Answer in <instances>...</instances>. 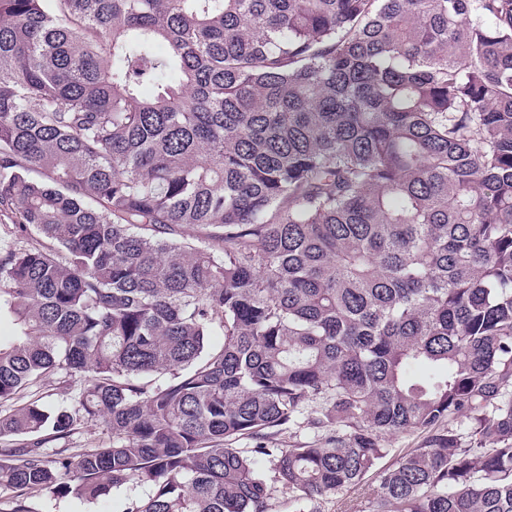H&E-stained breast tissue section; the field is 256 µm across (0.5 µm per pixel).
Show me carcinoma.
I'll return each instance as SVG.
<instances>
[{"mask_svg":"<svg viewBox=\"0 0 512 512\" xmlns=\"http://www.w3.org/2000/svg\"><path fill=\"white\" fill-rule=\"evenodd\" d=\"M0 224L6 512H512V0H0ZM87 379L84 374L76 373L70 378L69 384L67 385L63 386L54 380L40 385L37 391H39V394H42V396H45V400L50 402L65 401L83 389L87 383ZM79 433L73 436V444L71 446L75 448H83L89 445H94L103 439H107L106 429L100 423H88L78 430ZM386 439L389 448L393 449L392 452L381 460L376 468L367 473L360 486L321 500L320 512H369L371 510L369 498L378 483V469L393 464L401 450L414 447L419 440V435L412 432H401L388 435ZM259 468L265 474L268 484L274 487L271 496L272 499L270 500V512H295L294 499L298 493H289L288 490L283 489L279 483L274 482V472L268 462L260 461ZM151 489L129 483L93 503L73 498L35 497L33 506L39 512H125L135 500L146 499Z\"/></svg>","mask_w":512,"mask_h":512,"instance_id":"1","label":"carcinoma"}]
</instances>
